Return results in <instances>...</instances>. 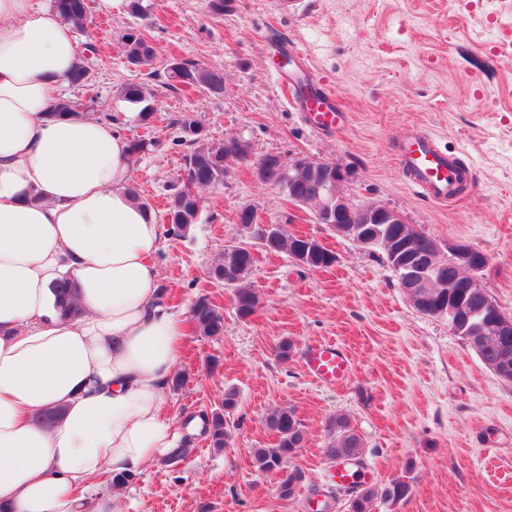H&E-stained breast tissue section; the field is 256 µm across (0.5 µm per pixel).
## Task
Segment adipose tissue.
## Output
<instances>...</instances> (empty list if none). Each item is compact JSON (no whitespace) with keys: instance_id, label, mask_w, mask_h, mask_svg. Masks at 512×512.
Masks as SVG:
<instances>
[{"instance_id":"ef3b65f1","label":"adipose tissue","mask_w":512,"mask_h":512,"mask_svg":"<svg viewBox=\"0 0 512 512\" xmlns=\"http://www.w3.org/2000/svg\"><path fill=\"white\" fill-rule=\"evenodd\" d=\"M71 24L0 0V507L119 512L105 474H138L178 436L161 407L185 336L152 262L120 120L53 117L78 61ZM73 279L80 317L55 283ZM63 410L50 428L36 416Z\"/></svg>"}]
</instances>
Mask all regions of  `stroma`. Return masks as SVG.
I'll return each instance as SVG.
<instances>
[{"instance_id":"1","label":"stroma","mask_w":512,"mask_h":512,"mask_svg":"<svg viewBox=\"0 0 512 512\" xmlns=\"http://www.w3.org/2000/svg\"><path fill=\"white\" fill-rule=\"evenodd\" d=\"M127 0H93L94 22L79 43L97 60L83 96L94 116L122 117L132 104L122 86L144 85L155 110L150 122L130 121L129 136L155 148L132 162V181L157 223L183 178L179 121L203 124L209 141L235 136L253 159L305 157L344 172L341 189L357 203L374 200L400 213L440 247L453 241L486 254L480 285L512 314V0H301L282 12L277 0H236L232 12L211 15L205 0H143L146 19ZM148 24L155 70L171 57L223 71L224 94L166 87L145 69L128 66L121 41L128 27ZM298 48L348 115L333 134L315 133L279 89L274 45ZM434 135L462 154L477 182L464 202L440 205L408 185L393 149L408 131ZM252 207L261 224L318 239L337 257L309 270L287 254L257 252L249 280L259 305L237 318L230 289L206 272L226 244L240 240L235 217ZM154 260L166 303L188 316L209 295L224 313V333L187 330L178 370L188 382L165 393V413L178 434H190L193 454L175 465L154 462L125 488L123 512H309L332 488L325 422L342 413L364 441L361 461L387 481L413 478L410 496L375 502L372 512H512V383L488 370L450 330L447 320L419 314L382 251L337 236L312 208L286 201L255 179L249 164H233L223 186L203 195L197 224L179 237L162 232ZM290 340L288 361L276 346ZM317 342L344 346L350 382L327 388L304 366ZM239 392L223 450L211 448L201 420L219 409L227 388ZM288 406L305 439L290 460L303 483L280 498L275 472H261L251 451L276 434L270 409Z\"/></svg>"}]
</instances>
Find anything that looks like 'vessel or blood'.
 <instances>
[{
    "label": "vessel or blood",
    "instance_id": "1",
    "mask_svg": "<svg viewBox=\"0 0 512 512\" xmlns=\"http://www.w3.org/2000/svg\"><path fill=\"white\" fill-rule=\"evenodd\" d=\"M306 93L292 91L289 99L299 106L303 117L321 131L335 129L342 119L331 98L316 76H309ZM394 155L410 186L435 203L460 200L464 189L475 186L474 167L448 154L436 139L422 130L410 131L395 147ZM305 364L309 374L327 386H343L351 379L348 353L336 344L323 342L308 349Z\"/></svg>",
    "mask_w": 512,
    "mask_h": 512
}]
</instances>
